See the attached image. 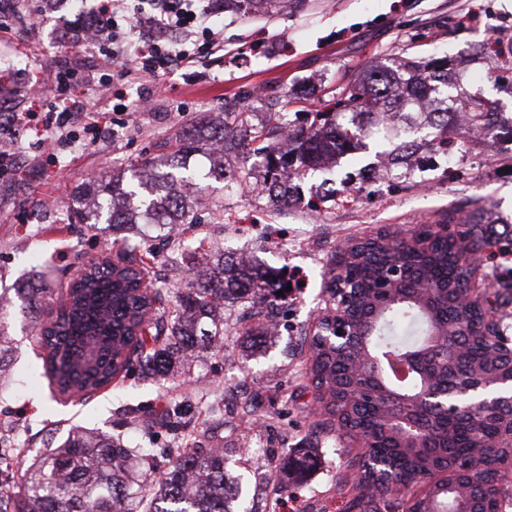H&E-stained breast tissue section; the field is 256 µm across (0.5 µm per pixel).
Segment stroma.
Segmentation results:
<instances>
[{"label":"stroma","mask_w":512,"mask_h":512,"mask_svg":"<svg viewBox=\"0 0 512 512\" xmlns=\"http://www.w3.org/2000/svg\"><path fill=\"white\" fill-rule=\"evenodd\" d=\"M26 5L44 11L42 0ZM44 13L39 28L18 13L10 30L0 32V60L21 62L19 72L0 82L2 109L43 114L52 101L44 87L48 73L87 62L110 67L105 56L90 59L77 43H60L77 11ZM213 23L223 31L224 51L200 59L192 82L157 81L134 71L100 92L74 89L73 98L86 101L93 113L119 102L132 107L149 101L134 121L107 123L90 145L48 158L32 148V136L0 129V141L12 143L18 162L13 176L0 179V293L42 287L40 274L47 270L66 284L79 261L118 255L129 242L155 248L145 282L171 297L189 279L186 247L202 242L213 260L247 256L297 281L276 309L277 334L262 350L244 351L242 307L225 305L223 350L188 353L180 378L154 382L133 373L80 401L54 393L49 383L36 388L23 379L44 350L27 310L13 304L4 321L18 379L0 396V455L12 459L0 472V486L19 483L23 460L45 453L52 435L80 426L148 450L154 461L164 448L224 449L227 470L239 481L241 512H345L360 445L339 429L318 430L323 414L305 373L308 348L302 343L325 307L333 255L386 230L406 234L421 224H458L467 219L472 200L495 222L512 224V160L453 128L448 138L459 149L458 160L445 173L407 176L397 170L383 176L371 149L356 167L338 159L336 186L352 188L356 196L327 209L313 211L303 203L276 208L268 196L245 192L242 174L250 161L241 157L227 165L223 179L208 180L195 205L197 223L183 225L177 238L160 239L155 227L141 224L120 241L106 225L78 223L73 201L89 180L142 165L162 142L205 118L235 107L257 125L288 93L298 106L289 118L299 124L304 111L325 104L333 90L404 57L448 58L455 96L465 98L479 86L499 112L512 115V0H306L302 9L268 21L220 13ZM493 36L503 45L499 59H475L479 45ZM217 204L224 207L220 219L212 214ZM174 400L190 404L191 423L171 432L153 420ZM309 445L319 450L318 468L281 488L277 475L284 459Z\"/></svg>","instance_id":"stroma-1"}]
</instances>
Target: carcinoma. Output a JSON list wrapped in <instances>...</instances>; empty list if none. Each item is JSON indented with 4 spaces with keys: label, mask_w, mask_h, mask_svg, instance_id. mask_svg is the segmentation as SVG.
I'll list each match as a JSON object with an SVG mask.
<instances>
[{
    "label": "carcinoma",
    "mask_w": 512,
    "mask_h": 512,
    "mask_svg": "<svg viewBox=\"0 0 512 512\" xmlns=\"http://www.w3.org/2000/svg\"><path fill=\"white\" fill-rule=\"evenodd\" d=\"M291 0H224L238 13H276ZM294 103L283 95L273 126H246L232 113L202 122L178 135L175 150L146 161L131 174V183L93 179L79 195L76 214L84 224L105 221L118 231L135 224L141 210L152 224H189L193 194L201 191L192 176H183L190 158L207 151L215 165L206 177H224V160L253 149L265 169L269 195L280 205L295 201L296 185L338 157L358 162L372 142L391 149L380 152L407 170L448 168V111L456 102L448 89L447 63L430 58L408 62L404 73L381 71L370 79L349 82L325 109L313 111L308 124L292 125L283 110ZM493 103L482 89L469 94L468 127L492 139L512 143V129L500 135L492 124ZM484 208L472 210L469 223L444 235L418 238L381 235L358 241L336 263L353 279L350 287L353 330L366 343L347 352L309 340L307 375L319 390L320 409L339 428L365 436L358 455L361 470L349 510L385 512V496L400 494L403 512H499L504 483L512 474V448H489L482 466L473 463L479 442L498 434L503 414L475 408L450 417L444 410L410 408L407 415L425 430L422 439L388 425L385 407L391 393L411 394L423 387L412 372L403 380L383 374L363 378L356 391L353 375L362 358L403 360L409 352L433 346L435 386L453 389L464 377L502 372L491 354L507 342L500 331L501 307L512 303V277L494 289L463 302L474 264L484 255H512V226L500 231L483 221ZM125 264L90 263L78 268L62 294V314L42 328L47 354L43 368L61 395L85 396L112 382L136 363L138 374L155 381L173 375L179 355L224 339V304L245 302L244 335L259 346L271 336L277 292L287 290L285 276L252 259L209 262L175 295V308L163 307L161 292L134 287L142 278L141 261L132 250ZM34 321H40L44 288H17ZM464 340L465 353L448 368V347ZM163 466L141 468L140 448H126L112 436L76 428L48 453L33 459L21 475L18 491L0 496V512H138L150 493L148 512H234L238 487L227 473L222 448H164ZM318 465L316 453L302 448L287 458L281 478L303 476Z\"/></svg>",
    "instance_id": "carcinoma-1"
}]
</instances>
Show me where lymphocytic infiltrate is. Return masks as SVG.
I'll use <instances>...</instances> for the list:
<instances>
[{"mask_svg": "<svg viewBox=\"0 0 512 512\" xmlns=\"http://www.w3.org/2000/svg\"><path fill=\"white\" fill-rule=\"evenodd\" d=\"M222 4L223 0H96L76 31L81 35L95 32V39L85 42L84 48L108 57L112 70L58 68L53 73L57 93L65 94L77 83L105 86L112 75L124 76L134 70L159 78L193 67L220 46L209 18ZM79 127L96 131L100 124L89 120L83 102L68 101L46 113L34 146L77 143Z\"/></svg>", "mask_w": 512, "mask_h": 512, "instance_id": "obj_1", "label": "lymphocytic infiltrate"}]
</instances>
